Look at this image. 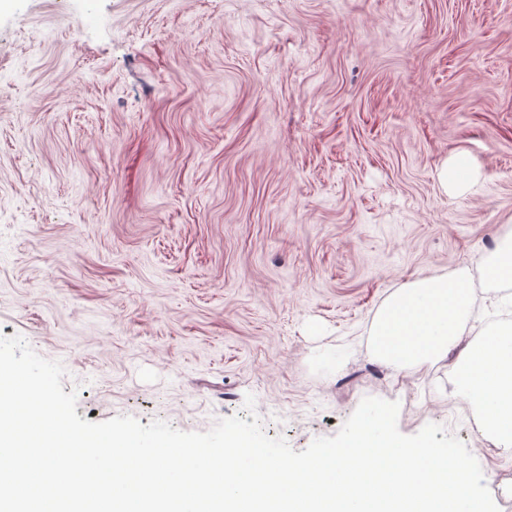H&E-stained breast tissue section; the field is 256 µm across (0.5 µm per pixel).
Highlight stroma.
<instances>
[{
  "label": "stroma",
  "instance_id": "obj_1",
  "mask_svg": "<svg viewBox=\"0 0 512 512\" xmlns=\"http://www.w3.org/2000/svg\"><path fill=\"white\" fill-rule=\"evenodd\" d=\"M511 235L512 0H0V335L84 420L205 432L250 394L299 452L377 397L512 512L453 364L394 381L367 335L429 276L484 320ZM494 278H511L512 276V238L500 242L495 250V258L489 267Z\"/></svg>",
  "mask_w": 512,
  "mask_h": 512
}]
</instances>
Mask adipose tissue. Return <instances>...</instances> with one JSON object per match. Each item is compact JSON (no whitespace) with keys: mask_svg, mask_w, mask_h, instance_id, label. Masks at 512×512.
Instances as JSON below:
<instances>
[{"mask_svg":"<svg viewBox=\"0 0 512 512\" xmlns=\"http://www.w3.org/2000/svg\"><path fill=\"white\" fill-rule=\"evenodd\" d=\"M472 298L463 277H425L393 291L375 314L369 340L376 358L400 378L453 360L454 391L480 416L498 447H512V323L466 339Z\"/></svg>","mask_w":512,"mask_h":512,"instance_id":"ef3b65f1","label":"adipose tissue"}]
</instances>
